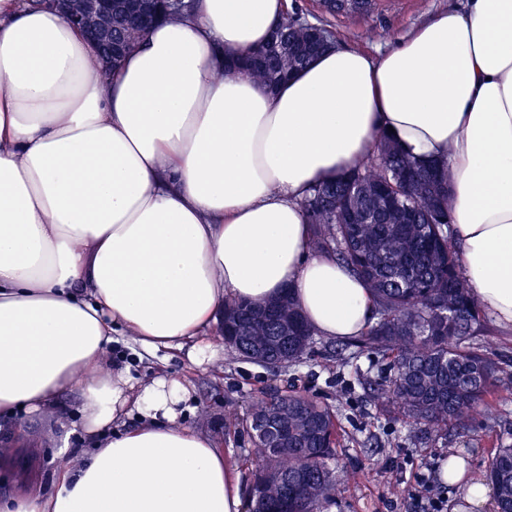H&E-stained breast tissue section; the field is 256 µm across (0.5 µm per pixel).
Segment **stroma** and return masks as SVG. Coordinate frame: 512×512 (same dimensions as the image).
Instances as JSON below:
<instances>
[{"label": "stroma", "mask_w": 512, "mask_h": 512, "mask_svg": "<svg viewBox=\"0 0 512 512\" xmlns=\"http://www.w3.org/2000/svg\"><path fill=\"white\" fill-rule=\"evenodd\" d=\"M374 3L368 14L349 15L326 12L320 0H288V14L325 26L337 44L375 54L396 46L435 11L462 6L463 0ZM211 341L218 352L211 362L200 364L181 353L162 363L145 360L138 364L137 373L145 382L160 372L190 382L195 410L187 422L223 446L241 495L249 493L257 462L250 438L238 422L255 399L292 387L336 413L338 445L330 466L342 480L343 492L325 512H413L419 497L452 500L453 490L437 476L442 458L455 450L464 451L470 467L484 474L495 448L512 444V388L490 397L469 431L451 428L423 434L370 398L366 382L390 377L387 359L363 352L351 362L337 363L338 341L319 336L312 351L299 361L273 368L239 357L225 347L219 330H212Z\"/></svg>", "instance_id": "obj_1"}]
</instances>
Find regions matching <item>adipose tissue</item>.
I'll list each match as a JSON object with an SVG mask.
<instances>
[{
	"label": "adipose tissue",
	"instance_id": "ef3b65f1",
	"mask_svg": "<svg viewBox=\"0 0 512 512\" xmlns=\"http://www.w3.org/2000/svg\"><path fill=\"white\" fill-rule=\"evenodd\" d=\"M287 8L195 0L102 83L57 13L0 0V416L55 410L61 442L87 445L8 512H242L222 447L182 422L190 388L104 358L118 336L206 357L225 302L287 290L321 336L364 332L374 295L313 250L303 200L382 133L444 165L461 272L512 330V0L443 8L380 55L335 46L271 92L217 79ZM439 477L453 512H496L457 454Z\"/></svg>",
	"mask_w": 512,
	"mask_h": 512
}]
</instances>
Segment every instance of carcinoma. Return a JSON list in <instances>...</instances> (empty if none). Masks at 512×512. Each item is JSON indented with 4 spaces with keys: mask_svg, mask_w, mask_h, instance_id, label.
<instances>
[{
    "mask_svg": "<svg viewBox=\"0 0 512 512\" xmlns=\"http://www.w3.org/2000/svg\"><path fill=\"white\" fill-rule=\"evenodd\" d=\"M299 38L293 18L284 17L256 58L273 59ZM448 175L432 163L407 154L383 135L378 153L362 166L313 186L303 205L312 225L313 245L332 253L374 294L373 323L354 344L391 362L393 376L374 389V398L408 417L414 426L465 431L488 396L505 383L496 362L470 346L480 335L486 313L461 275L448 229ZM237 312V329L224 344L244 357L250 345L243 329L262 315L247 301ZM288 314V339L281 337L277 314ZM268 365L299 360L312 348L316 332L291 296L268 305ZM300 409L315 423L288 415V446L261 450L257 477L273 482L296 478L288 496L270 494L262 512H323L342 484L328 468L336 445V414L306 395L289 391L251 404L249 422L282 405ZM489 478L498 493L499 512H512V445L496 449Z\"/></svg>",
    "mask_w": 512,
    "mask_h": 512,
    "instance_id": "1",
    "label": "carcinoma"
}]
</instances>
